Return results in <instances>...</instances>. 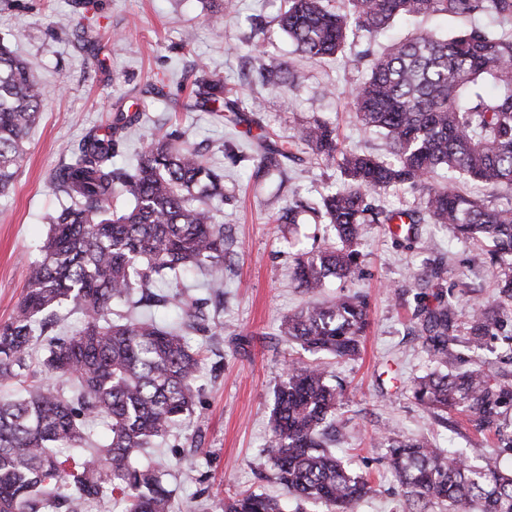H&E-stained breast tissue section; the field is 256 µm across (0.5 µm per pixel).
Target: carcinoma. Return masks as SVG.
I'll use <instances>...</instances> for the list:
<instances>
[{
    "label": "carcinoma",
    "instance_id": "1",
    "mask_svg": "<svg viewBox=\"0 0 512 512\" xmlns=\"http://www.w3.org/2000/svg\"><path fill=\"white\" fill-rule=\"evenodd\" d=\"M289 0L279 25L311 61L336 55L349 35L375 36L397 19L420 15L490 16L512 21V0ZM302 74L278 64L265 70L271 85ZM195 101L219 118L234 102L224 81L198 70ZM356 117L382 134L391 159L348 150L329 123L301 125L294 139L343 181L320 195L312 212L327 219L337 243L296 260L294 277L316 292L326 279H345L361 264L365 224H444L463 239L492 241L495 256L512 260V198L498 206L435 186L441 172L512 192V38L473 24L447 35L420 30L391 42L372 63L369 77L352 89ZM117 108L109 132L89 129L69 149L51 184L68 204L49 217L41 258L24 270V293L13 316L0 323V386L26 384L0 394V512H88L108 497L121 512H172L167 473L140 466L137 457L165 438L197 406L198 353L188 337L210 331L209 301L224 296V175L200 148L176 145L160 127L134 162L114 165L123 133L140 118ZM41 107L39 81L25 59L0 43V194L14 181L25 143ZM260 167L287 156L262 138ZM391 188L420 192L412 209L386 211L372 203ZM446 269L420 277L434 303H421L415 329L438 368L418 378L416 403L434 415L462 408L470 422L495 430L501 408L512 406V382L480 368L443 372L463 343L475 352L512 318V263L499 282L500 299L473 307L463 336L456 335L453 303L442 281ZM190 273L205 277L207 297L185 290ZM174 292H155L160 286ZM130 314L112 318L113 304ZM174 306L179 320L162 326L143 308ZM78 317L71 334L53 333L59 310ZM367 326L357 296L310 304L284 318L289 343L351 359ZM350 401L347 386L333 383L321 364L288 361L271 410L266 449L277 482L288 494L322 503L327 512H355L373 487L325 448L324 427ZM107 427L95 440L97 425ZM386 459L404 490L405 512H512V472L496 457L476 467L461 455L423 440L391 441ZM221 512H281L278 498L240 492L219 502Z\"/></svg>",
    "mask_w": 512,
    "mask_h": 512
}]
</instances>
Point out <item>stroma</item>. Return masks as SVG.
Listing matches in <instances>:
<instances>
[{
  "label": "stroma",
  "instance_id": "35a3bbf8",
  "mask_svg": "<svg viewBox=\"0 0 512 512\" xmlns=\"http://www.w3.org/2000/svg\"><path fill=\"white\" fill-rule=\"evenodd\" d=\"M99 3L100 11L89 15L82 0H0V38L32 64L42 87L39 123L12 188L0 195V322L20 300L23 267L39 259L47 217L63 202L51 176L68 160L66 145L76 144L90 127L106 126L117 98H124L143 117L126 131L116 164L134 158L162 125L202 148L224 175V302L208 304L224 333L191 336L200 352L201 400L190 426L175 430L149 459L169 473L175 512H219L224 496L239 491L280 497L285 512H326L285 493L265 446L285 365L304 354L278 331L282 318L310 299L292 277L294 260L336 237L330 226L307 215L295 225L277 218L295 200L315 201L341 183L338 168L297 160L301 148L293 135L299 124L329 122L345 146L389 158L385 138L358 123L349 96L385 41L359 31L337 57L308 61L294 53L278 25L288 0H231L220 29L208 25L202 0ZM64 15L72 19L70 28L50 27L51 19ZM187 31L194 34L188 44ZM279 63L303 72L301 83L265 84L263 69ZM200 65L223 80L237 111L219 120L191 107ZM329 85L335 95L326 94ZM263 133L288 153L267 175L256 173L252 160ZM361 252L360 271L345 281L329 279L321 292L325 299L361 296L368 313L359 357L329 362L332 374L353 391L350 403L336 412L332 449L376 489L355 512H403L400 483L385 459L388 439L425 436L468 461L496 455L512 466V451H500L495 432L475 429L458 410L449 412L447 424H438L411 395L414 379L432 369L412 323L423 293L417 278L425 266L436 261L447 267L446 286L463 323L474 302L497 296L503 265L491 243L465 242L428 223L408 238L393 236L383 224L367 225ZM476 360L490 374L512 380V322L480 356L450 359L448 369L462 372Z\"/></svg>",
  "mask_w": 512,
  "mask_h": 512
}]
</instances>
